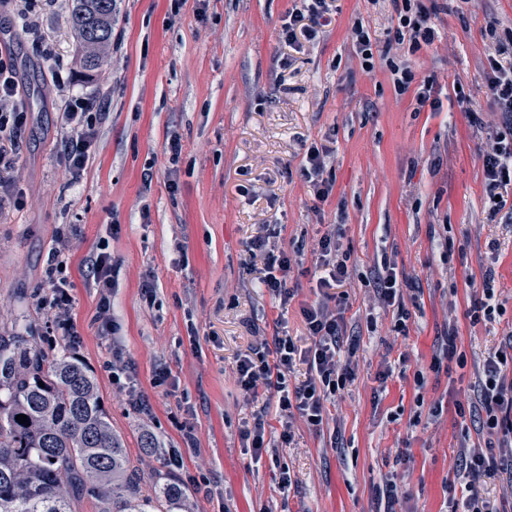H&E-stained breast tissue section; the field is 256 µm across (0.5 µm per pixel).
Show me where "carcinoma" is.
Wrapping results in <instances>:
<instances>
[{"mask_svg": "<svg viewBox=\"0 0 512 512\" xmlns=\"http://www.w3.org/2000/svg\"><path fill=\"white\" fill-rule=\"evenodd\" d=\"M114 6L72 0L71 28L89 71L107 63ZM19 414L29 422L16 420ZM87 496L98 512L196 508L176 482L156 478L144 488L95 375L65 342L44 345L23 318L0 320V512H79Z\"/></svg>", "mask_w": 512, "mask_h": 512, "instance_id": "carcinoma-1", "label": "carcinoma"}]
</instances>
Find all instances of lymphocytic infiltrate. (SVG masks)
<instances>
[{"instance_id": "f902f5d3", "label": "lymphocytic infiltrate", "mask_w": 512, "mask_h": 512, "mask_svg": "<svg viewBox=\"0 0 512 512\" xmlns=\"http://www.w3.org/2000/svg\"><path fill=\"white\" fill-rule=\"evenodd\" d=\"M393 10L389 36L394 50L377 52V43L369 30L362 24L354 25V47L361 67L368 72L378 65L387 68L398 94L413 93L418 108L440 111L442 103L435 96L432 83L417 80L411 62L414 54L435 44L438 32L434 19L441 10L439 0H393ZM329 19L328 0H309L305 10L289 12L288 21L282 27V39L289 48L301 50L304 42L314 40L319 27ZM483 74L487 95L494 105L495 121H485L482 112L473 108L465 90H457L456 99L470 125L486 134L479 160L484 192L490 203L488 215L493 218L512 197V41L495 40L488 47ZM18 88L12 50L1 46L0 211L25 205L22 192L16 190L10 179L19 159L21 137L30 120L29 112L17 100ZM61 120L69 131L65 156L70 177L75 180L83 175L97 141L100 115L96 103L78 98L65 102ZM331 154L332 149L327 144L311 143L301 167L302 177L314 198L321 202L327 201L334 189L333 180L325 175ZM344 235V226L337 224L318 241L315 269L319 294L314 302L301 308L308 343H300L288 335H276L272 340L260 342L262 349H270V356L247 355L237 362V382L246 399H255L263 391L278 398L281 424L278 445H271L267 440L266 421L260 414L241 434L244 447L254 458L275 454L277 447L290 445L295 435V418H302L310 430L323 431L328 423V403L334 402L337 393L356 376L351 363L340 358L341 343L347 334L346 296L341 289L351 277L341 252ZM249 251L253 261L260 264L261 287L278 297L281 303H288L294 296L288 275L293 265L301 264V257H290L279 246L273 231L253 239ZM70 263L68 240L58 237L46 269L52 290V318L48 328L74 341L79 332L71 316L73 296L71 283L65 275ZM86 267L87 285L99 295V331L106 337L116 331L110 316V296L118 271L108 242H101L87 257ZM366 283L383 308L396 310L399 321L408 319L403 283L394 261L382 258L371 269ZM300 363L307 367L306 377L298 383H290L289 377ZM457 413L477 415L481 430L488 436L485 448L470 449L463 456L467 476L461 489L463 512H488L476 485L480 477L505 474L506 488L512 491V336L504 346L488 352L477 386L476 402L466 408L458 407Z\"/></svg>"}]
</instances>
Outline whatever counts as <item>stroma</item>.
Returning <instances> with one entry per match:
<instances>
[{"instance_id": "stroma-1", "label": "stroma", "mask_w": 512, "mask_h": 512, "mask_svg": "<svg viewBox=\"0 0 512 512\" xmlns=\"http://www.w3.org/2000/svg\"><path fill=\"white\" fill-rule=\"evenodd\" d=\"M70 4L32 0L22 13L13 0H0V43L13 49L31 113L12 173L26 205L0 212V314L24 316L46 336V312L35 297L46 291L49 252L66 232L79 355L141 476L185 487L196 512H384L379 491L390 477L398 485L395 512H448L461 443L486 442L457 405L470 396L488 350L512 332V212L488 217L483 141L454 87L463 85L475 108L491 111L481 66L486 19L497 18L499 34H507L512 0H448L438 14L440 42L414 61L417 79L434 83L439 112L416 110L389 72H365L354 54L358 22L386 47L391 0H335L330 23L288 69L280 66L290 55L280 30L303 0H116L112 59L94 73L81 65ZM71 96L104 105L98 139L75 181L65 170L68 131L59 118ZM328 136L334 152L326 172L335 187L321 203L300 167L308 146ZM174 137L182 154L173 174L164 147ZM266 224L281 225L282 247L303 254L285 307L251 267L248 245ZM336 224L345 227L351 271L344 351L357 378L329 404L324 432L296 420L290 447L258 463L241 431L262 413L268 439H277V405L263 394L244 398L236 363L277 324L305 339L300 309L316 297L313 251ZM443 238L449 251L438 246ZM104 239L121 262L112 311L131 379L149 400L147 415L128 406L103 367L108 351L93 322L98 296L82 261ZM384 250L412 285L403 332L392 312L374 307L364 284ZM488 270L505 314L474 325L469 282ZM146 279L155 286L149 302L141 293ZM452 324L466 362L431 371ZM385 363L393 373L382 382ZM161 367L170 378L158 387ZM420 370L427 373L422 386L414 378ZM145 426L167 448H181L183 428H193L198 447L184 451L182 466L171 465L142 451Z\"/></svg>"}]
</instances>
